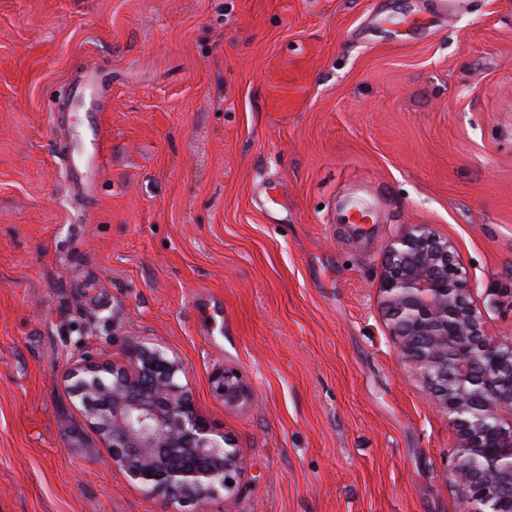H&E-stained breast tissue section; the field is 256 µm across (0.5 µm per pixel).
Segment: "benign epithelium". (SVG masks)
Segmentation results:
<instances>
[{
	"instance_id": "obj_1",
	"label": "benign epithelium",
	"mask_w": 512,
	"mask_h": 512,
	"mask_svg": "<svg viewBox=\"0 0 512 512\" xmlns=\"http://www.w3.org/2000/svg\"><path fill=\"white\" fill-rule=\"evenodd\" d=\"M378 288L388 333L402 363L421 379L456 432L448 482L460 512H512V341L487 334L488 310L473 296L455 247L408 224L385 248ZM128 367L73 355L72 394L112 450V462L149 493L200 502L233 490L243 471L238 450L216 435L179 383L181 362L139 341ZM224 404L248 397L242 379L214 378Z\"/></svg>"
}]
</instances>
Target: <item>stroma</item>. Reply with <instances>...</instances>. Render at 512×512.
I'll use <instances>...</instances> for the list:
<instances>
[{
  "mask_svg": "<svg viewBox=\"0 0 512 512\" xmlns=\"http://www.w3.org/2000/svg\"><path fill=\"white\" fill-rule=\"evenodd\" d=\"M286 60L310 88L281 112ZM88 67L110 80L92 205L60 104ZM409 224L512 338V0H0V512H460L455 433L380 308ZM133 339L181 361L244 461L233 492L172 503L110 463L71 356L121 366ZM216 392L224 397V404L236 406L248 397V390L242 379L233 371L224 370L214 378Z\"/></svg>",
  "mask_w": 512,
  "mask_h": 512,
  "instance_id": "obj_1",
  "label": "stroma"
}]
</instances>
